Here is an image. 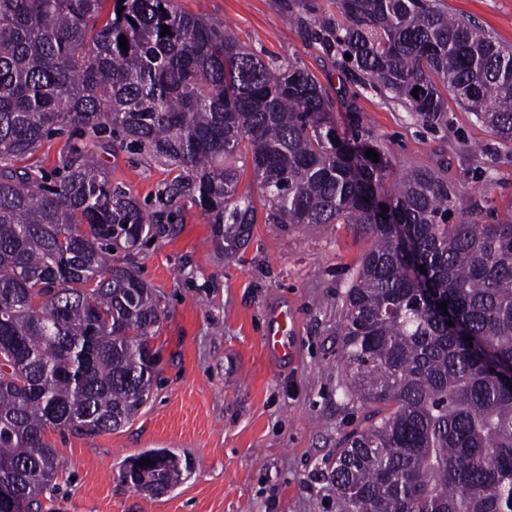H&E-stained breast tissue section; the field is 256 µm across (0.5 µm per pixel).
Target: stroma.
<instances>
[{
  "label": "stroma",
  "mask_w": 512,
  "mask_h": 512,
  "mask_svg": "<svg viewBox=\"0 0 512 512\" xmlns=\"http://www.w3.org/2000/svg\"><path fill=\"white\" fill-rule=\"evenodd\" d=\"M448 11L512 46V0H446ZM180 10L228 27L264 60L292 63L324 87L340 128L357 124L397 167L438 168L491 224L512 210V151L456 102L448 124L418 123L390 95L356 82L312 35L333 0H176ZM82 132L71 128L16 159L57 178ZM100 156L115 185L156 216L153 238L129 263L161 310L150 344L160 356L150 398L122 428L95 436L48 432L61 462L49 512H338L331 471L336 450L368 413L342 396L336 336L343 294L369 247L352 224L265 223L243 259L211 240L207 214L189 198L160 207L176 173L103 133ZM295 321L294 349L275 359L265 338L272 307ZM168 448L191 464L180 484L149 497L125 484L127 460Z\"/></svg>",
  "instance_id": "obj_1"
}]
</instances>
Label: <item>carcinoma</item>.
Instances as JSON below:
<instances>
[{
  "label": "carcinoma",
  "mask_w": 512,
  "mask_h": 512,
  "mask_svg": "<svg viewBox=\"0 0 512 512\" xmlns=\"http://www.w3.org/2000/svg\"><path fill=\"white\" fill-rule=\"evenodd\" d=\"M105 2L0 0V512L43 508L60 468L46 433L124 426L157 372L158 300L118 258L152 224L100 162L109 129L178 171L159 202L189 196L229 259L258 221L237 157L251 161L267 221L367 236L338 336L343 394L372 411L336 449L339 512H512V212L463 220L464 194L442 173L395 170L370 132L340 130L307 71L263 61L175 0H112L99 25ZM335 5L315 39L351 73L426 126H448L451 96L512 149L511 47L444 0ZM67 127L90 143L59 184L9 164ZM188 469L150 449L122 478L153 497Z\"/></svg>",
  "instance_id": "carcinoma-1"
}]
</instances>
